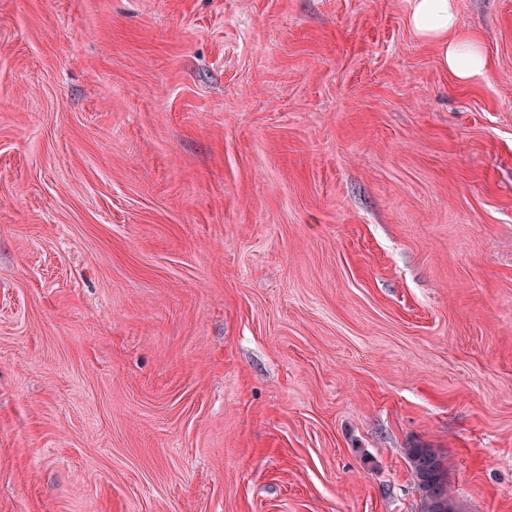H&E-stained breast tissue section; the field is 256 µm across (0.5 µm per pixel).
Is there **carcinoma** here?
Segmentation results:
<instances>
[{"instance_id": "carcinoma-1", "label": "carcinoma", "mask_w": 512, "mask_h": 512, "mask_svg": "<svg viewBox=\"0 0 512 512\" xmlns=\"http://www.w3.org/2000/svg\"><path fill=\"white\" fill-rule=\"evenodd\" d=\"M404 453L414 474L421 512H458L440 449L412 445Z\"/></svg>"}]
</instances>
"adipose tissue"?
Returning <instances> with one entry per match:
<instances>
[{
    "label": "adipose tissue",
    "mask_w": 512,
    "mask_h": 512,
    "mask_svg": "<svg viewBox=\"0 0 512 512\" xmlns=\"http://www.w3.org/2000/svg\"><path fill=\"white\" fill-rule=\"evenodd\" d=\"M410 24L420 38L438 47L443 67L460 82L486 78L490 63L481 40L460 28L453 0H410Z\"/></svg>",
    "instance_id": "1"
}]
</instances>
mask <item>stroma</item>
Masks as SVG:
<instances>
[{
    "label": "stroma",
    "mask_w": 512,
    "mask_h": 512,
    "mask_svg": "<svg viewBox=\"0 0 512 512\" xmlns=\"http://www.w3.org/2000/svg\"><path fill=\"white\" fill-rule=\"evenodd\" d=\"M0 0V512H512V0ZM410 24L420 38L438 47L442 66L460 82L487 77L490 63L481 40L460 28L453 0H410ZM419 492L421 512H458L444 454L437 448L412 445L404 450Z\"/></svg>",
    "instance_id": "1"
}]
</instances>
